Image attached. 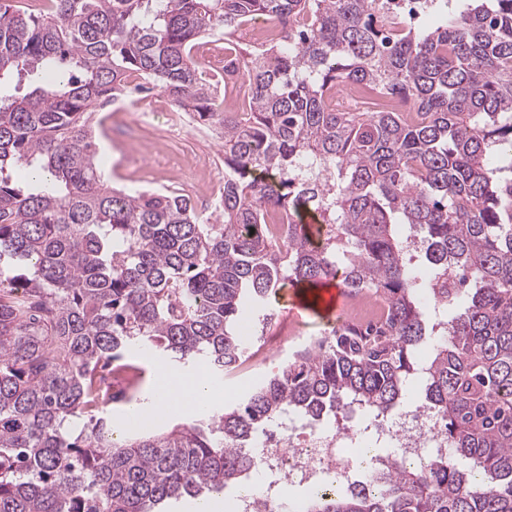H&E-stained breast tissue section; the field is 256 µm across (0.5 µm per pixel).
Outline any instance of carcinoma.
<instances>
[{"instance_id": "cac0c4a2", "label": "carcinoma", "mask_w": 512, "mask_h": 512, "mask_svg": "<svg viewBox=\"0 0 512 512\" xmlns=\"http://www.w3.org/2000/svg\"><path fill=\"white\" fill-rule=\"evenodd\" d=\"M0 0V512H165L242 486L248 447L288 412L379 420L425 380L448 452L307 495L301 512H512V0H435L442 22L388 23L379 0ZM252 18L278 41L236 49L244 98L221 111L194 50ZM364 87L418 119L350 112ZM159 88L224 148L220 217L175 191L114 187L96 128L112 99ZM288 225V242L266 229ZM423 232L428 271L398 225ZM375 296L347 328L191 422L115 430L95 372L138 345L212 375L263 335L283 282ZM439 322L429 360L424 297Z\"/></svg>"}]
</instances>
